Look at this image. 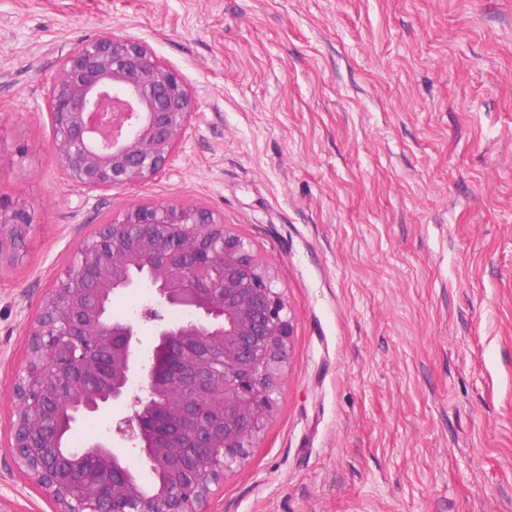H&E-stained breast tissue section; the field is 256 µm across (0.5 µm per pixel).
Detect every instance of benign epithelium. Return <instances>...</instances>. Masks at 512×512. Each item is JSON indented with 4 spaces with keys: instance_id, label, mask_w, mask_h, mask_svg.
<instances>
[{
    "instance_id": "7a95c632",
    "label": "benign epithelium",
    "mask_w": 512,
    "mask_h": 512,
    "mask_svg": "<svg viewBox=\"0 0 512 512\" xmlns=\"http://www.w3.org/2000/svg\"><path fill=\"white\" fill-rule=\"evenodd\" d=\"M194 107L181 76L146 45L105 31L78 43L52 82L58 163L89 191L133 189L166 168ZM35 224L0 197V268L24 256ZM141 288L154 306L109 317L114 295ZM143 321L153 323L147 364L136 357ZM289 336L274 275L212 210L166 202L115 214L80 243L30 323L12 390L16 463L60 512H206L262 431ZM114 406L109 437L63 447L61 432ZM115 442L164 481L143 489Z\"/></svg>"
}]
</instances>
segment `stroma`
I'll list each match as a JSON object with an SVG mask.
<instances>
[{
  "label": "stroma",
  "mask_w": 512,
  "mask_h": 512,
  "mask_svg": "<svg viewBox=\"0 0 512 512\" xmlns=\"http://www.w3.org/2000/svg\"><path fill=\"white\" fill-rule=\"evenodd\" d=\"M197 108L129 190L57 163L47 100L103 30ZM0 196L38 226L0 269V497L30 322L113 214L213 210L275 275L290 357L208 512H512V0H0Z\"/></svg>",
  "instance_id": "stroma-1"
}]
</instances>
